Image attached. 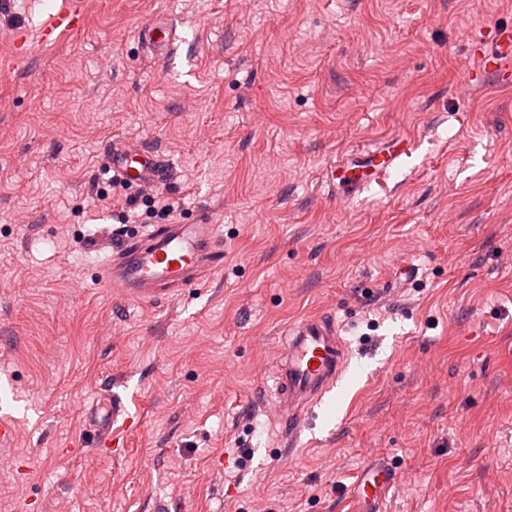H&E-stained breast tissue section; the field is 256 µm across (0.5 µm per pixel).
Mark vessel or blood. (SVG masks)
I'll use <instances>...</instances> for the list:
<instances>
[{"mask_svg": "<svg viewBox=\"0 0 512 512\" xmlns=\"http://www.w3.org/2000/svg\"><path fill=\"white\" fill-rule=\"evenodd\" d=\"M83 20L82 0H58L41 29L42 42L51 43L63 34L76 32ZM138 39L153 52L164 55L175 39V32L167 22L158 20L143 26ZM471 53L479 65L468 72L467 85L478 84L487 75L494 76L502 85L512 84V25L494 28L491 39H473ZM410 148V139L399 137L385 149L355 163L350 175L340 178L335 169H328L326 181L338 184L343 197H352L380 173L392 168ZM107 168L135 185L156 186L167 183L171 177L170 167L159 156L122 143L112 145ZM218 237L219 230L214 224L156 226L114 251L103 268V279L126 298L135 301L158 298L160 285L187 284L202 272L220 269L221 262L215 257ZM346 363L345 346L333 314L304 319L294 328L276 372L274 402L280 442L286 451L296 447L306 417L336 388L346 371ZM124 411L121 400L113 399L111 408L87 410L86 424L100 442L115 441L114 425ZM394 479V472L384 466L362 479L354 493L363 512H379L385 490Z\"/></svg>", "mask_w": 512, "mask_h": 512, "instance_id": "obj_1", "label": "vessel or blood"}]
</instances>
